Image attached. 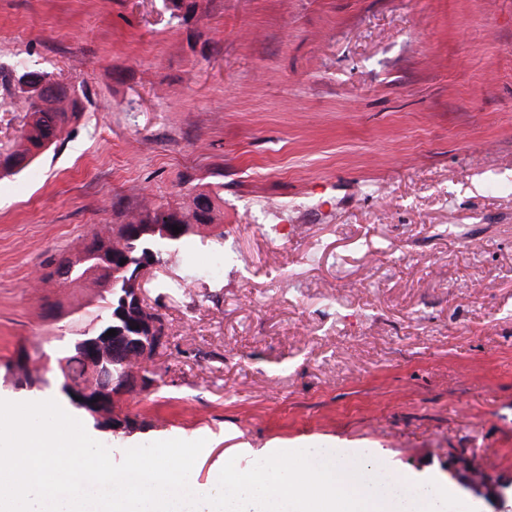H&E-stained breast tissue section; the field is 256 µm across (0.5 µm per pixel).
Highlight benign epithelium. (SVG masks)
<instances>
[{
    "label": "benign epithelium",
    "mask_w": 512,
    "mask_h": 512,
    "mask_svg": "<svg viewBox=\"0 0 512 512\" xmlns=\"http://www.w3.org/2000/svg\"><path fill=\"white\" fill-rule=\"evenodd\" d=\"M144 270L132 279L134 304L140 308L138 332L133 336H88L79 342L87 364L90 382L62 383V391L70 398H80L78 405L110 427L123 419L120 401L145 384L142 367L150 364L167 342L166 330L160 329L157 315L145 306L142 295ZM123 356L134 363L121 381L112 378V357Z\"/></svg>",
    "instance_id": "obj_1"
}]
</instances>
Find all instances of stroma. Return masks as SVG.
Wrapping results in <instances>:
<instances>
[{
  "mask_svg": "<svg viewBox=\"0 0 512 512\" xmlns=\"http://www.w3.org/2000/svg\"><path fill=\"white\" fill-rule=\"evenodd\" d=\"M0 0V69L83 114L0 180V399L56 400L114 462L205 440L191 486L274 448H354L512 504V0ZM207 192L143 282L168 343L95 428L58 360L96 289L33 280L154 202ZM233 249L221 278L202 270ZM27 353L46 382L16 386Z\"/></svg>",
  "mask_w": 512,
  "mask_h": 512,
  "instance_id": "obj_1",
  "label": "stroma"
}]
</instances>
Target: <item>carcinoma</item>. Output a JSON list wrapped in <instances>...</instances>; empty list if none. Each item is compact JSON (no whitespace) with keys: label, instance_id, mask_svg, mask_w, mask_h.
I'll return each instance as SVG.
<instances>
[{"label":"carcinoma","instance_id":"1","mask_svg":"<svg viewBox=\"0 0 512 512\" xmlns=\"http://www.w3.org/2000/svg\"><path fill=\"white\" fill-rule=\"evenodd\" d=\"M0 86L13 91L26 112L19 141L11 149L0 152V177H5L27 169L57 144L66 127L79 116V97L75 87L55 80L48 72L23 71L15 76L0 70ZM219 217L220 211L212 197L203 192L181 206L154 203L125 216L122 223L95 233L90 243L81 249L83 257L75 259L71 252L63 255L54 270L45 273L43 280H56L62 285L86 283L107 294L111 307L105 327L119 333L126 324L116 313L124 302L126 290L124 283H112V265L125 262L133 270L144 256L160 263L164 249L179 245L199 227L214 224ZM175 225L181 232L174 233ZM115 235H123L125 239L119 259L114 261L112 237ZM63 360L68 370L62 372V376L75 380L87 378L86 364L78 349H73Z\"/></svg>","mask_w":512,"mask_h":512}]
</instances>
